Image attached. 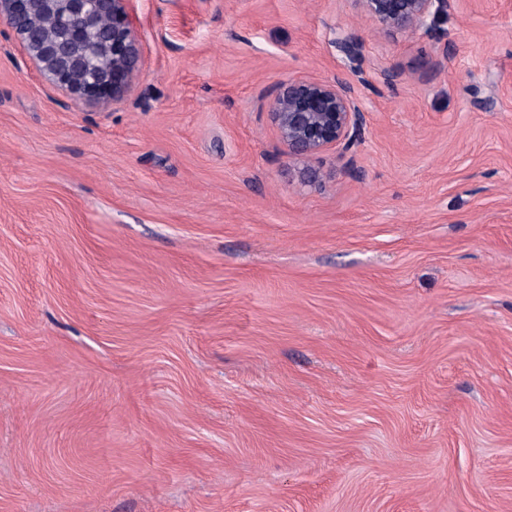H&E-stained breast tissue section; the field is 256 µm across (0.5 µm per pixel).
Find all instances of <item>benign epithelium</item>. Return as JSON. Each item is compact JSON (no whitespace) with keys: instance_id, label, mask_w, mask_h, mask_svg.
<instances>
[{"instance_id":"1","label":"benign epithelium","mask_w":512,"mask_h":512,"mask_svg":"<svg viewBox=\"0 0 512 512\" xmlns=\"http://www.w3.org/2000/svg\"><path fill=\"white\" fill-rule=\"evenodd\" d=\"M388 36L411 32L430 36L448 15L450 0H352ZM128 0H0V17L7 18L23 51L48 83L68 92L75 101L92 103L121 99L131 88L141 65V49ZM58 15L64 41L44 40L27 22L38 12ZM109 22L106 51L112 70L88 78L73 46L89 44L98 19ZM332 44L352 71L362 68L363 40L348 27L334 31ZM271 117L284 153L311 159L334 147L344 155L362 142L366 113L351 84L329 80L288 79L279 82Z\"/></svg>"}]
</instances>
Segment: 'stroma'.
<instances>
[{"instance_id":"1","label":"stroma","mask_w":512,"mask_h":512,"mask_svg":"<svg viewBox=\"0 0 512 512\" xmlns=\"http://www.w3.org/2000/svg\"><path fill=\"white\" fill-rule=\"evenodd\" d=\"M129 10L94 106L0 19V512H512V0ZM337 77L363 141L306 183L277 84ZM388 36L411 32L431 36L448 15L450 0H351ZM331 43L342 55L347 68L352 71L361 70L364 59V42L352 29L337 27Z\"/></svg>"}]
</instances>
